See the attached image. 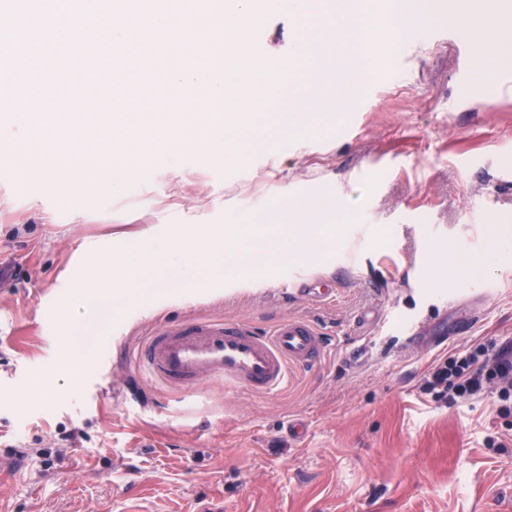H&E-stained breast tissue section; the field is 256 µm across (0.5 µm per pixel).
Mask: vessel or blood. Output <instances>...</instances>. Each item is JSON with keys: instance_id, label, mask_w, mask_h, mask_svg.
<instances>
[{"instance_id": "b4317fda", "label": "vessel or blood", "mask_w": 512, "mask_h": 512, "mask_svg": "<svg viewBox=\"0 0 512 512\" xmlns=\"http://www.w3.org/2000/svg\"><path fill=\"white\" fill-rule=\"evenodd\" d=\"M434 38L456 41L459 63L454 74L456 95L448 103L452 112L464 111L482 90L472 81L473 43L459 39L455 28L432 31ZM55 65L51 70L15 69L10 77L17 87L32 84H66L73 96L86 98L81 67L71 58L65 42L53 46ZM485 283L470 299L471 313L453 317L452 331L471 330L473 313L491 292ZM328 346L316 328L304 320H288L260 334L236 322L192 318L151 333L137 361L155 382L182 390L197 388L202 381L222 380L225 386L254 393L271 394L288 383L291 367L309 366L321 359Z\"/></svg>"}]
</instances>
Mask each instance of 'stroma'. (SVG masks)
<instances>
[{
  "label": "stroma",
  "instance_id": "1",
  "mask_svg": "<svg viewBox=\"0 0 512 512\" xmlns=\"http://www.w3.org/2000/svg\"><path fill=\"white\" fill-rule=\"evenodd\" d=\"M222 8L208 42L217 52L233 46L246 75L240 93L263 101L239 121L230 151L158 145L129 180L128 143L95 125L84 131L98 145L87 182L70 170V147L44 137L54 119L15 126L17 91L0 83V266L16 271L0 281V512H126L135 502L151 512H512V417L497 416L489 393L445 406L420 390L435 359L512 341V269L496 275L472 334L439 346L406 334L434 329L447 305L465 313L463 293L484 283L471 268L494 225L512 236L504 221L512 185L496 180L501 150L512 145V99L494 94L512 61L491 52L473 73L483 97L451 113L455 43L436 46L426 34L402 41L388 27L384 46L366 51L367 82L375 84L380 60L409 50L406 74L380 88L372 111L316 112L298 127L285 110L289 95L310 91L316 65L331 71L338 61L299 54L298 43L331 28L332 0H261L259 22L240 33L229 0ZM168 42L147 32L136 47L144 141L159 121L181 119L177 92L157 80L179 65ZM257 51L287 62V81L255 84ZM115 182L120 190L110 191ZM317 194L338 201L320 259L276 260L253 287L236 288V267L216 270L193 255L200 276L184 300H154L136 282L103 311L110 335L95 338L91 321L76 325L74 294L89 285L91 258L117 240L221 224L229 213L277 236V204ZM482 198V218L470 223ZM444 257L456 279L428 285V265ZM294 271L331 285L334 300L284 292ZM194 317L265 331L306 320L334 346L274 395L215 380L187 392L154 385L133 357L155 329ZM74 330L88 339L91 372L62 364ZM73 429L80 436L64 462L44 465L53 435Z\"/></svg>",
  "mask_w": 512,
  "mask_h": 512
}]
</instances>
